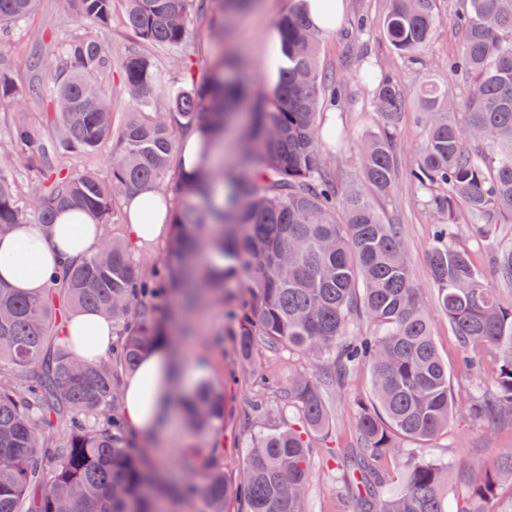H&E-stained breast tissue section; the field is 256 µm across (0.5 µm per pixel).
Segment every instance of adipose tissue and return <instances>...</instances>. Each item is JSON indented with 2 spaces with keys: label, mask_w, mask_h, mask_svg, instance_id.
<instances>
[{
  "label": "adipose tissue",
  "mask_w": 512,
  "mask_h": 512,
  "mask_svg": "<svg viewBox=\"0 0 512 512\" xmlns=\"http://www.w3.org/2000/svg\"><path fill=\"white\" fill-rule=\"evenodd\" d=\"M140 195L126 200L128 238L137 244L151 243L170 229L169 209H157L152 221L141 219ZM101 238V226L87 214L61 212L54 224L18 225L0 237V280L27 293H40L49 280L69 265L93 254ZM62 340L79 359L93 361L112 348V322L87 309L70 310L61 328ZM208 363L199 358L186 361L172 343L146 352L125 379L121 411L130 435L153 448L157 460H164L159 443L169 431L174 411L170 396L183 388L187 376L206 373Z\"/></svg>",
  "instance_id": "adipose-tissue-1"
}]
</instances>
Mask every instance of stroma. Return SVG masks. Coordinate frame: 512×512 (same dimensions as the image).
Masks as SVG:
<instances>
[{
  "mask_svg": "<svg viewBox=\"0 0 512 512\" xmlns=\"http://www.w3.org/2000/svg\"><path fill=\"white\" fill-rule=\"evenodd\" d=\"M292 0H255L253 6L237 16L223 35H215L207 27H199L196 42L199 53L191 70H175L173 79L178 84L190 82L192 73L221 64L225 52L242 57L251 79V92L260 95L268 84L264 79L265 32L278 18L292 7ZM389 0H347L344 17L333 33L323 35L321 56L323 64L336 74L341 89L335 116L343 131V138L333 148H325L326 162L339 185H348L358 178V156L362 143L378 130V120L367 95L360 87L363 66L393 75L406 95V110L398 124V159L402 168H410L420 145L423 132L418 121V93L429 80L446 84L457 96H465L464 81L448 72L445 63L458 48L454 30L442 28L430 45L422 61L411 62L402 58L382 36L383 19ZM367 16L370 29L367 35L356 37L353 23L358 15ZM77 28L75 14L62 12L58 0H38L33 14L18 23V39L10 59L19 70L22 83L49 84L44 67L32 66L34 57L46 53L57 41L69 37ZM24 121L34 132L31 153H40L50 147L57 137V128L51 112V102L43 98L27 100L19 110L0 108V163L17 190H26L34 174L25 159L10 140L8 129L15 121ZM375 206L395 222L402 224L409 246L410 260L419 287L430 284L428 276V250L434 214L426 203L425 195L408 179H400L389 197L376 198ZM179 323L188 330L187 343L191 355L208 360V375L224 391L225 416L223 427L210 433L207 443L222 448L221 464L226 475L237 476L246 457L251 431L260 430L262 420L252 410L253 394L247 379L254 367H262L280 381L297 371L308 370L312 362L299 354H266L255 363H244L238 358L235 342L229 334L230 325L224 319V305L220 302L203 304L188 315L180 316ZM431 332L443 358L455 367V391L464 398L473 396L483 388L487 379L482 375L458 372L461 349L448 330V322L440 313L431 316ZM371 374L369 368H359L352 376L349 387L336 396L333 415L331 445L349 448L353 445L355 423L359 408L357 399H369ZM252 426H245V419ZM512 452V429L487 434L472 424L464 411H457L443 436L427 448L428 456L453 462L457 468L493 463L501 455ZM307 512H338L336 503V473L326 465L324 457H316L306 499Z\"/></svg>",
  "mask_w": 512,
  "mask_h": 512,
  "instance_id": "1",
  "label": "stroma"
}]
</instances>
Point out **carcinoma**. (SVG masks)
Here are the masks:
<instances>
[{
	"label": "carcinoma",
	"mask_w": 512,
	"mask_h": 512,
	"mask_svg": "<svg viewBox=\"0 0 512 512\" xmlns=\"http://www.w3.org/2000/svg\"><path fill=\"white\" fill-rule=\"evenodd\" d=\"M82 21L49 51L51 87L27 86L39 99L54 94L57 151L95 150L112 140L110 175L70 173L63 167L13 188L0 168V234L18 224H51L62 210L86 212L103 224L121 223V201L147 193L156 208L171 190L180 200L162 262L146 271L119 236L106 237L83 261L68 266L58 288L26 295L0 281V512H158L163 493L157 473L131 452L120 413L119 377L165 335L162 307L149 284L158 276L186 306L218 296L230 278L242 282L224 317L244 361L267 351L299 352L314 369L282 384L260 374L254 412L267 428L252 436L237 479L224 476L217 449L192 448L187 462L200 478L199 512H224L233 496L245 512H306L315 455L312 438L326 439L330 396L366 366L372 396L360 403L356 441L361 451L328 452L336 464L337 497L356 491V512H490L512 499V453L497 467L457 470L427 457L423 447L448 430L462 409L489 433L512 426V302L488 286L471 253L453 245L466 226L477 242L512 224V0H458L452 23L458 49L448 70L472 80L465 101L428 83L419 94L424 142L402 173L397 129L406 99L400 85L369 73L362 84L381 128L361 150L363 185L342 193L320 142L336 136L321 125L333 105L336 79L321 61V34L295 5L278 21L288 67L272 91L253 103L234 158L217 172L177 169L181 137L191 129L215 141L236 118L247 79L210 71L196 83L172 86L155 52L182 64L195 55L191 23L224 33V25L253 0H59ZM383 35L403 57L415 58L438 36L435 0H391ZM36 0H0V105L19 96L9 58L14 27ZM119 27L133 41L118 50L100 40ZM121 73L119 88L110 76ZM136 110L118 131L109 113L115 96ZM166 105L157 103L158 97ZM12 138L24 152L27 126ZM425 194L439 214L429 248L431 299L415 284L401 225L381 215L370 195L392 193L401 175ZM230 179L234 194L216 189ZM494 273L512 287V244L493 255ZM71 308L104 311L118 344L99 363L76 361L60 341L57 296ZM441 312L463 351V363L494 367L491 382L459 403L451 373L431 334ZM361 315L376 332L346 340ZM68 418L69 432L48 445L45 426ZM190 431L205 434L224 421V400L209 379L197 385L184 414ZM398 458L400 489L383 492L379 463Z\"/></svg>",
	"instance_id": "cac0c4a2"
}]
</instances>
